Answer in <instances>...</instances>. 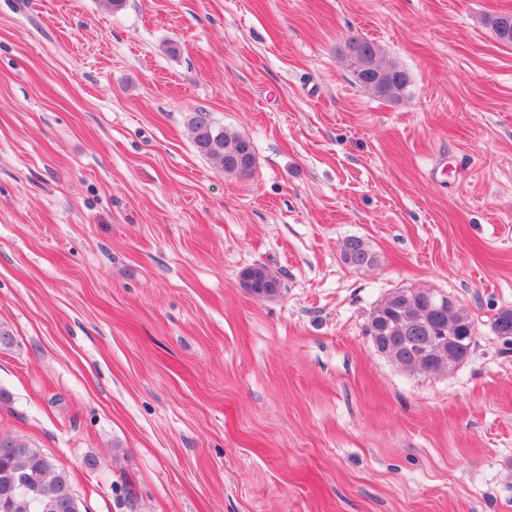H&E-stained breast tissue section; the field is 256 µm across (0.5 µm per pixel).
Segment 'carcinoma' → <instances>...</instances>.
<instances>
[{
  "label": "carcinoma",
  "mask_w": 512,
  "mask_h": 512,
  "mask_svg": "<svg viewBox=\"0 0 512 512\" xmlns=\"http://www.w3.org/2000/svg\"><path fill=\"white\" fill-rule=\"evenodd\" d=\"M497 39L512 44V13L499 12L488 19ZM355 82L379 97L398 100L409 85V76L397 63L384 58L377 44L352 37L346 42ZM189 127L199 153L232 180L249 178L256 154L248 138L216 124L209 113H191ZM241 285L262 298H275L283 288L281 279L261 264L246 268ZM418 327L434 345L423 352L399 346L403 329ZM366 335L384 337V345L421 371L452 367L467 358L475 344L474 323L455 307L439 311L429 306L421 291L399 289L374 308ZM77 500L68 469L53 462L20 437L0 436V512H77Z\"/></svg>",
  "instance_id": "carcinoma-1"
}]
</instances>
